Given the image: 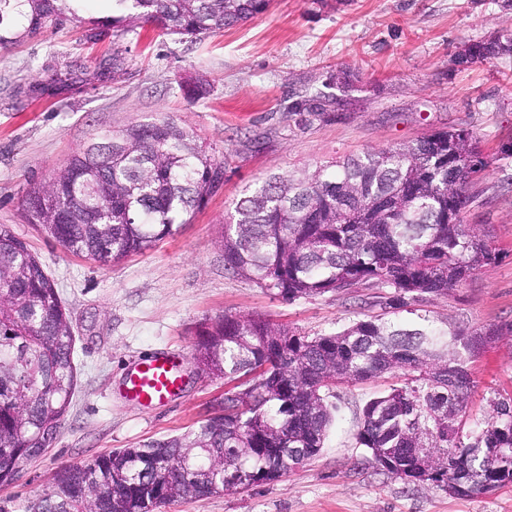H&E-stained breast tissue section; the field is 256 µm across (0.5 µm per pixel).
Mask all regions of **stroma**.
Here are the masks:
<instances>
[{"mask_svg":"<svg viewBox=\"0 0 512 512\" xmlns=\"http://www.w3.org/2000/svg\"><path fill=\"white\" fill-rule=\"evenodd\" d=\"M512 31V0H273L239 27L197 39L139 25L90 42L79 28L0 47V226L22 240L55 281L75 336L77 386L57 438L0 483V512H29L62 467L184 433L214 413L224 379L191 373L180 398L152 410L119 387L130 363L169 350L192 356L205 322L232 313L271 319L306 336L377 314L368 291L288 301L224 268L221 227L245 188L433 131L466 128L490 165L469 187L464 221L489 231L501 253L447 297L424 304L438 326L512 324V54L469 65L466 44ZM73 71L57 84L54 73ZM209 85L190 101L188 80ZM326 97L323 114L292 104ZM171 118L224 159V186L155 248L103 265L26 223L29 188L48 180L94 135ZM468 411L483 416L512 396V340L470 362ZM389 377L336 388L339 411L320 453L279 480L159 512H512V485L458 497L391 478L355 435L365 402Z\"/></svg>","mask_w":512,"mask_h":512,"instance_id":"obj_1","label":"stroma"}]
</instances>
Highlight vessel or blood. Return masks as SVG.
<instances>
[{"label":"vessel or blood","instance_id":"vessel-or-blood-1","mask_svg":"<svg viewBox=\"0 0 512 512\" xmlns=\"http://www.w3.org/2000/svg\"><path fill=\"white\" fill-rule=\"evenodd\" d=\"M187 370L183 354L159 351L129 367L120 391L134 405H162L179 397L187 382Z\"/></svg>","mask_w":512,"mask_h":512}]
</instances>
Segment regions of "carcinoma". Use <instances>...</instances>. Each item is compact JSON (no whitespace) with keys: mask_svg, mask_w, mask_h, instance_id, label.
<instances>
[{"mask_svg":"<svg viewBox=\"0 0 512 512\" xmlns=\"http://www.w3.org/2000/svg\"><path fill=\"white\" fill-rule=\"evenodd\" d=\"M85 0H0V46L68 23L90 39L105 29L152 24L198 38L264 13L271 0H107L111 14L84 17ZM184 95L209 94L198 80ZM46 183L24 217L65 249L105 265L174 234L216 193L224 159L167 118L94 137ZM467 129L367 150L246 190L224 224V267L292 301L381 288L371 304L392 313L446 297L500 259L490 235L463 223L468 185L486 170ZM512 324L466 333L424 316L379 315L308 337L261 317L225 314L204 324L194 363L234 383L219 415L187 432L70 465L37 512H84L82 486L99 512H156L283 477L279 453L307 462L334 421L331 390L383 374L396 382L366 402L358 443L376 468L458 496L512 484V396L461 429L474 381L467 364ZM74 336L54 281L26 244L0 227V482L49 447L77 385ZM419 448L432 452L421 455Z\"/></svg>","mask_w":512,"mask_h":512,"instance_id":"carcinoma-1","label":"carcinoma"}]
</instances>
